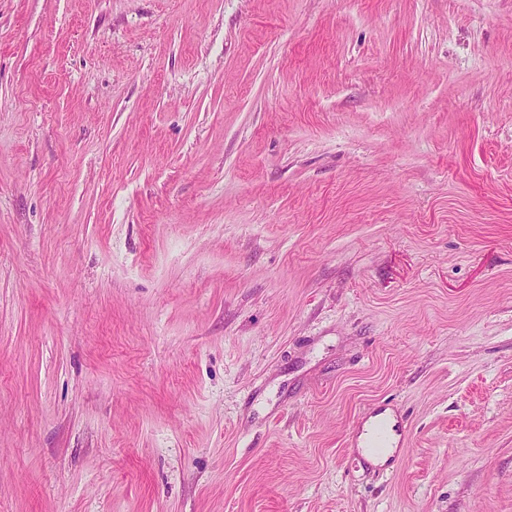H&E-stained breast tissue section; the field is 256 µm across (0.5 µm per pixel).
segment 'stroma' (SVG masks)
Segmentation results:
<instances>
[{
	"mask_svg": "<svg viewBox=\"0 0 512 512\" xmlns=\"http://www.w3.org/2000/svg\"><path fill=\"white\" fill-rule=\"evenodd\" d=\"M0 512H512V0H0Z\"/></svg>",
	"mask_w": 512,
	"mask_h": 512,
	"instance_id": "stroma-1",
	"label": "stroma"
}]
</instances>
